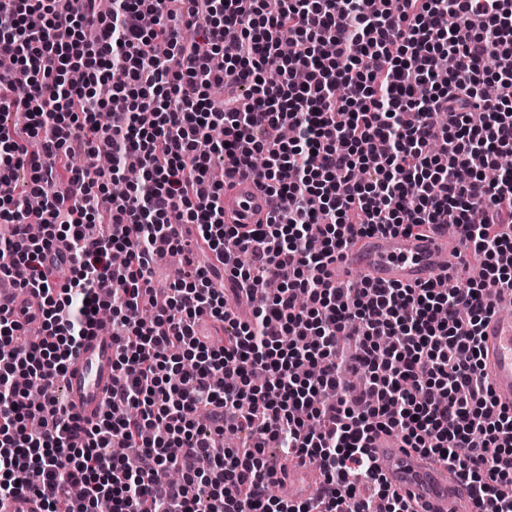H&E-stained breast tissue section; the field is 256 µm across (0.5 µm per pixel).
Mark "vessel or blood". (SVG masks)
<instances>
[{
  "mask_svg": "<svg viewBox=\"0 0 512 512\" xmlns=\"http://www.w3.org/2000/svg\"><path fill=\"white\" fill-rule=\"evenodd\" d=\"M275 202L258 188L253 175L236 176L224 193V214L245 224L255 223L274 210ZM456 238L445 231L374 233L355 236L342 251L337 276L358 273L380 285L416 286L434 282L443 272L441 255L451 253ZM483 364L499 405L512 408V316L494 315L484 325ZM112 338L93 328L67 373L70 407L80 424L94 423L112 388ZM372 453L379 472L403 496L417 502L420 512H477L469 488L457 475L430 459L404 448L399 439L375 435ZM286 482L294 500L309 501L319 493L316 469L289 465ZM41 501L31 491L13 494L5 512H40Z\"/></svg>",
  "mask_w": 512,
  "mask_h": 512,
  "instance_id": "1",
  "label": "vessel or blood"
}]
</instances>
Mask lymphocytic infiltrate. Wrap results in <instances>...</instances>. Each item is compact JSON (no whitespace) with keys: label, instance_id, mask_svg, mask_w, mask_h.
Here are the masks:
<instances>
[{"label":"lymphocytic infiltrate","instance_id":"f902f5d3","mask_svg":"<svg viewBox=\"0 0 512 512\" xmlns=\"http://www.w3.org/2000/svg\"><path fill=\"white\" fill-rule=\"evenodd\" d=\"M98 2L0 0V112L24 120L0 123V277L43 299L26 341L0 296V500L21 484L43 512H412L369 448L385 433L448 466L480 512H512V410L481 348L487 284L512 293V172L482 173L512 152V0ZM81 154L109 163L75 168ZM131 165L140 180L114 196ZM243 171L281 202L246 230L224 218ZM449 223L471 251L451 288L333 277L353 234ZM162 251L183 257L163 292ZM102 308L115 377L82 432L52 391ZM228 430L247 439L217 452ZM270 448L319 469L315 501L273 494Z\"/></svg>","mask_w":512,"mask_h":512}]
</instances>
